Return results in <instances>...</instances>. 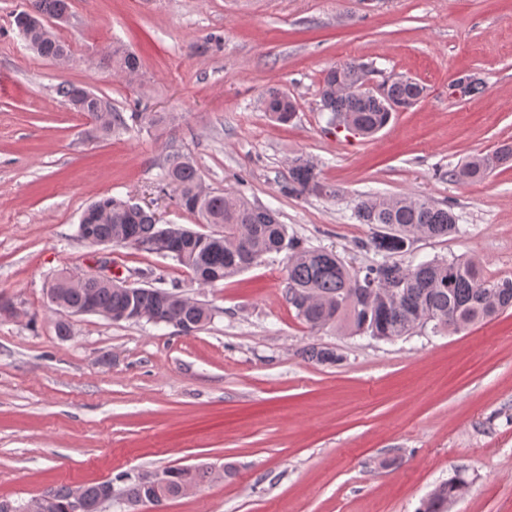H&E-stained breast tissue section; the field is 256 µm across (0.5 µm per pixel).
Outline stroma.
I'll return each instance as SVG.
<instances>
[{"label":"stroma","instance_id":"obj_1","mask_svg":"<svg viewBox=\"0 0 512 512\" xmlns=\"http://www.w3.org/2000/svg\"><path fill=\"white\" fill-rule=\"evenodd\" d=\"M27 4L0 0V501L108 482V512H418L459 474L469 488L449 512H512V310L393 341L314 331L284 297L282 256L202 288L172 260L77 235L103 196L197 227L162 180L180 152L204 186L275 210L289 236L348 267L384 259L364 246L373 229L357 200L411 195L452 206L459 231L416 239L395 262L459 256L512 278V160L478 182L449 177L512 143V0H71L66 21L47 22L71 47L65 65L16 30ZM115 46L138 55L135 75L113 70ZM349 60L424 95L373 137L336 130L319 92ZM471 69L484 92L455 94ZM63 81L127 126L101 135L55 94ZM271 88L296 101L292 122L267 116ZM135 112L168 120L151 128ZM297 157L333 195L282 192ZM106 261L138 287L164 275L214 319L186 335L72 315L59 336L47 283ZM313 346L337 361H312ZM174 467L205 477L158 508L128 499L139 478Z\"/></svg>","mask_w":512,"mask_h":512}]
</instances>
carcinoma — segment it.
Segmentation results:
<instances>
[{
    "mask_svg": "<svg viewBox=\"0 0 512 512\" xmlns=\"http://www.w3.org/2000/svg\"><path fill=\"white\" fill-rule=\"evenodd\" d=\"M30 9L42 20L69 14L70 0H30ZM36 53L45 60L70 56L69 46L56 35L37 38ZM116 67L137 72V55L119 47L112 49ZM366 67L346 62L326 71L320 89L321 110L332 114L365 137L382 130L392 113L411 105L424 91L418 82L400 77L385 82L377 92L362 89ZM83 86L62 82L56 94L79 112L94 117L108 104L92 91L75 102ZM264 110L271 120L287 124L296 115V102L279 89L267 92ZM512 157V145L504 144L493 155L473 156L451 172V178L466 183L485 178L493 167ZM164 179L179 191L182 209L211 228L208 233L175 224H160L154 213L129 200L103 196L81 214L78 237L90 244L110 241L151 254V243L167 234L176 242L169 259L188 269L195 282L205 287L234 276L262 262L270 254L286 252V297L296 315L313 330L345 326L377 339L396 340L418 329L430 328L435 335L457 332L469 325L490 320L512 308V278L487 279L477 263L459 257H441L404 267L388 260L354 270L333 252L301 246L288 235L287 225L276 212L251 204L241 193L204 190L193 160L173 154L166 160ZM286 192L295 196L332 195L316 167L307 159L291 161ZM355 216L375 227L363 243L386 256L403 253L418 237L440 238L456 232L451 207H441L424 197H366L358 200ZM52 310L62 315L84 308L89 300L112 314V321L137 307L146 322L183 324L194 331L213 318L212 310L181 292L149 287L132 288L120 283H92L84 288L69 284L62 274L46 289ZM165 498L176 497L187 481L197 483L200 473L182 468L167 470ZM103 484L80 488L84 512H99ZM467 481L456 477L439 485L425 498L418 512H448L461 496Z\"/></svg>",
    "mask_w": 512,
    "mask_h": 512,
    "instance_id": "cac0c4a2",
    "label": "carcinoma"
}]
</instances>
